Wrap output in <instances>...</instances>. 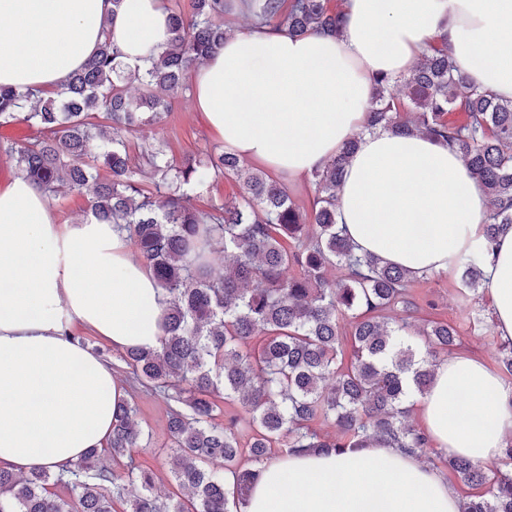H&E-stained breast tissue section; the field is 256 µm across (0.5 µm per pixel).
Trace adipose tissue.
<instances>
[{"mask_svg":"<svg viewBox=\"0 0 512 512\" xmlns=\"http://www.w3.org/2000/svg\"><path fill=\"white\" fill-rule=\"evenodd\" d=\"M340 35L272 26L229 35L193 71V99L225 151L294 184L358 147L337 219L358 253L410 273L452 274L484 249L486 195L459 152L370 126L376 81L406 76L446 41L469 83L512 98V0H343ZM168 0H0V85L61 89L111 40L148 69L170 39ZM484 263L494 327L512 341V231ZM168 296L125 233L85 212L59 223L48 195L19 174L0 186V466L61 470L104 448L127 399L109 361L62 336L80 325L113 349L155 347ZM421 428L448 456L498 459L512 438V387L484 361L440 362L419 400ZM287 492H280L281 482ZM240 512H459L447 479L377 441L262 467Z\"/></svg>","mask_w":512,"mask_h":512,"instance_id":"1","label":"adipose tissue"}]
</instances>
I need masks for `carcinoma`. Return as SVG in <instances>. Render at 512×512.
I'll return each instance as SVG.
<instances>
[{
    "instance_id": "1",
    "label": "carcinoma",
    "mask_w": 512,
    "mask_h": 512,
    "mask_svg": "<svg viewBox=\"0 0 512 512\" xmlns=\"http://www.w3.org/2000/svg\"><path fill=\"white\" fill-rule=\"evenodd\" d=\"M283 2L255 0L254 22L295 36L341 33V0ZM233 7L189 0L188 11H171L170 41L143 73L125 70L105 41L54 97L0 86V127L23 121L43 133L0 151L47 192L66 186L85 195L100 222L127 234L169 296L159 346L126 349L120 361L169 403L174 485L159 493L155 473L136 461L148 443L126 402L106 449L91 448L60 472L0 466V512H116L117 503L122 512H240L256 467L276 446L329 453L386 440L419 456L430 447L410 421V398L428 391L457 329L435 321L415 328L414 275L357 254L337 224L341 176L357 140L313 174L309 212L231 153L176 164L150 145L129 151L127 136L163 122L186 71L224 46ZM124 84L140 85V95L126 96ZM401 86L378 80L373 125L459 151L486 189L487 242L512 230V99L469 85L440 42ZM146 167L155 175L150 187L140 179ZM212 172L236 179L242 193L202 211L191 200ZM212 253L224 254L222 276L208 269ZM485 255L457 262L461 286L476 299ZM290 267L297 273L287 278ZM315 420L334 422L337 433H320ZM446 463L473 489L461 512H512V442L492 469L462 457ZM55 484L68 495L52 492Z\"/></svg>"
}]
</instances>
